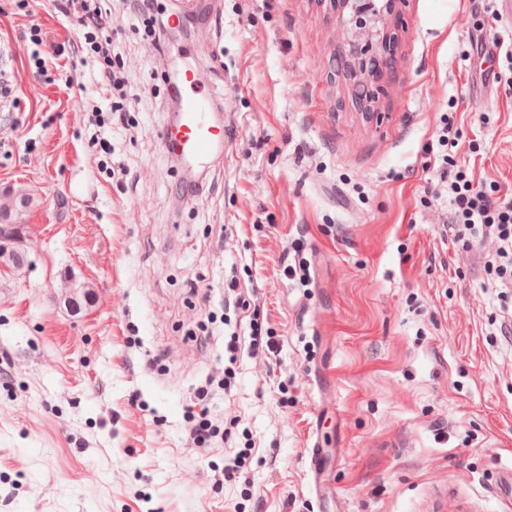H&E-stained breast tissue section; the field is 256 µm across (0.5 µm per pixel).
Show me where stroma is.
<instances>
[{"mask_svg": "<svg viewBox=\"0 0 512 512\" xmlns=\"http://www.w3.org/2000/svg\"><path fill=\"white\" fill-rule=\"evenodd\" d=\"M102 0L130 97L109 128L114 177L88 114L96 83H47L29 63L74 39L47 0H0V67L22 125L0 115L21 268L0 265V512H512V301L446 229L426 146L443 113L475 186L512 194V28L496 0H405L393 65L364 119L336 76L338 0H219L158 51V17ZM494 42L493 59L475 55ZM199 64L224 121V160L185 171L163 147L169 61ZM312 281L288 278L295 247ZM274 330L224 387L230 272ZM89 294L68 306L72 285ZM231 438L187 441L193 393ZM320 448L312 456V448ZM251 449L236 483L226 457ZM29 42L33 46L31 51L30 60L33 62L37 73L48 76V57L44 56L45 52L41 49L43 46V35L42 29L38 27H32L29 32Z\"/></svg>", "mask_w": 512, "mask_h": 512, "instance_id": "35a3bbf8", "label": "stroma"}]
</instances>
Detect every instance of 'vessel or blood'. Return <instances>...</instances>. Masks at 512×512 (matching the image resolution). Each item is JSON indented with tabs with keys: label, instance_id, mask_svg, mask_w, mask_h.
<instances>
[{
	"label": "vessel or blood",
	"instance_id": "vessel-or-blood-1",
	"mask_svg": "<svg viewBox=\"0 0 512 512\" xmlns=\"http://www.w3.org/2000/svg\"><path fill=\"white\" fill-rule=\"evenodd\" d=\"M195 85L192 70H185L178 78L174 94L181 104V117L166 126L163 142L168 151L185 160L214 162L224 156V126L211 120V102L196 91Z\"/></svg>",
	"mask_w": 512,
	"mask_h": 512
}]
</instances>
